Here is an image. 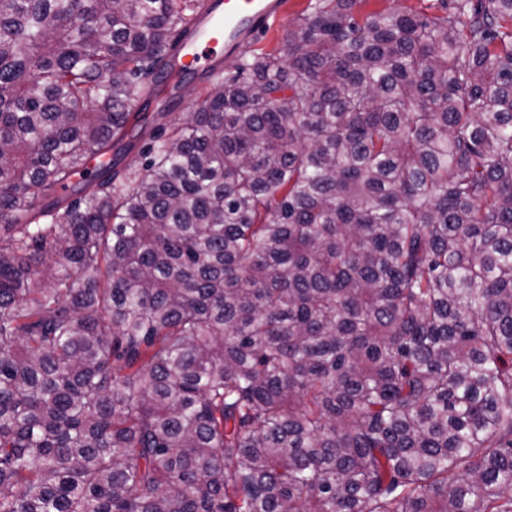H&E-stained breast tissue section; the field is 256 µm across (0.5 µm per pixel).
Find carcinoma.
Instances as JSON below:
<instances>
[{
	"instance_id": "1",
	"label": "carcinoma",
	"mask_w": 512,
	"mask_h": 512,
	"mask_svg": "<svg viewBox=\"0 0 512 512\" xmlns=\"http://www.w3.org/2000/svg\"><path fill=\"white\" fill-rule=\"evenodd\" d=\"M365 2L0 0V512H512V0ZM308 3L309 0H206L195 23L177 40L173 61L198 77H206L223 55L233 53L248 38L255 39L270 27L271 21L288 12L265 36L254 43H244L235 57L245 49L283 48L288 29Z\"/></svg>"
}]
</instances>
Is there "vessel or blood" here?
<instances>
[{"mask_svg": "<svg viewBox=\"0 0 512 512\" xmlns=\"http://www.w3.org/2000/svg\"><path fill=\"white\" fill-rule=\"evenodd\" d=\"M287 11L288 0H205L195 23L177 40L172 58L177 66L206 76L223 56Z\"/></svg>", "mask_w": 512, "mask_h": 512, "instance_id": "b4317fda", "label": "vessel or blood"}]
</instances>
